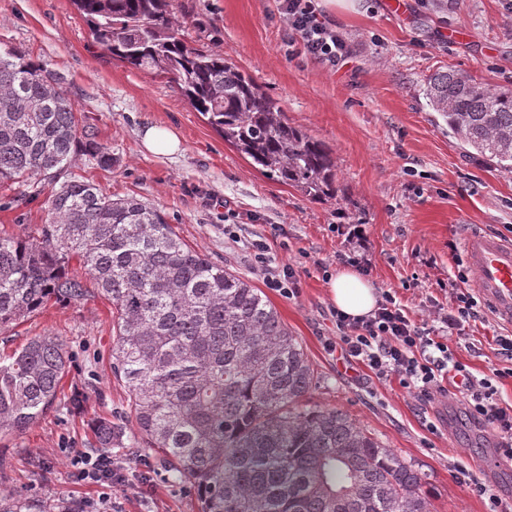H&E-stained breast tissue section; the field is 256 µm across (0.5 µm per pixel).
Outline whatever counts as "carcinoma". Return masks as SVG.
<instances>
[{"label":"carcinoma","mask_w":512,"mask_h":512,"mask_svg":"<svg viewBox=\"0 0 512 512\" xmlns=\"http://www.w3.org/2000/svg\"><path fill=\"white\" fill-rule=\"evenodd\" d=\"M112 57L172 79L261 173L312 199L336 197V159L222 54L187 45L170 0H72ZM424 93L466 147L512 174V86L453 70ZM82 153L109 169L64 89L22 47L0 51V184L50 187L38 237L0 236V330L50 302L112 304V374L123 420L93 421V453L149 449L202 512H431L422 474L337 409H305L317 375L301 343L249 280L191 250L164 214L112 199L71 171ZM77 258L84 273L69 270ZM68 366L55 336L0 357V434L61 402ZM0 512H84L75 499L0 494Z\"/></svg>","instance_id":"carcinoma-1"}]
</instances>
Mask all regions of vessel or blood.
<instances>
[{
	"label": "vessel or blood",
	"instance_id": "1",
	"mask_svg": "<svg viewBox=\"0 0 512 512\" xmlns=\"http://www.w3.org/2000/svg\"><path fill=\"white\" fill-rule=\"evenodd\" d=\"M468 265L475 271V291L492 316L512 328V244L498 236L470 231L464 238Z\"/></svg>",
	"mask_w": 512,
	"mask_h": 512
}]
</instances>
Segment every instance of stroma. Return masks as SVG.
I'll return each instance as SVG.
<instances>
[{
  "mask_svg": "<svg viewBox=\"0 0 512 512\" xmlns=\"http://www.w3.org/2000/svg\"><path fill=\"white\" fill-rule=\"evenodd\" d=\"M359 0L356 9L323 7L349 46L329 67L292 53L291 32L276 0H170L192 47L226 55L271 97L289 123L325 144L337 163L336 198L312 200L255 169L196 112L169 78L135 69L98 44L70 0H0V49L22 47L64 76L65 87L100 143L117 159L102 169L76 156L72 169L111 198L136 196L161 209L180 238L208 260L250 279L243 241L262 237L274 256L298 260L299 290L266 296L301 341L318 375L310 408L349 413L423 474L433 512H486L482 499L453 476L458 460L475 461L496 439L458 402L419 405L393 380L362 365L348 369L328 352L335 335L324 270L337 254L363 256L359 272L376 291H396L416 319L448 301L465 264L463 237L479 230L512 241V174L469 153L423 94L425 78L451 68L491 88L512 84V0ZM149 124L171 129L182 150L154 154L142 144ZM0 186V235H37L45 197L26 200ZM234 212L241 243L224 237ZM281 224L285 233L275 234ZM490 312L473 322L472 349H459L474 373L498 365ZM112 305L100 296L52 303L5 333L0 355L35 336L59 337L69 355L61 392L67 409L48 410L26 431L0 437V491L39 500L65 495L97 501L98 488L75 482L64 454L89 448L90 422L122 418L128 395L111 371ZM438 426L432 434L423 419ZM123 512H201L197 495L156 475L152 494L118 491Z\"/></svg>",
  "mask_w": 512,
  "mask_h": 512,
  "instance_id": "obj_1",
  "label": "stroma"
}]
</instances>
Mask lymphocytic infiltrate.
<instances>
[{"label": "lymphocytic infiltrate", "instance_id": "lymphocytic-infiltrate-1", "mask_svg": "<svg viewBox=\"0 0 512 512\" xmlns=\"http://www.w3.org/2000/svg\"><path fill=\"white\" fill-rule=\"evenodd\" d=\"M278 9L297 53L331 66L348 58L344 36L322 21L318 0H279ZM243 242L253 270L262 276L266 287L281 296L294 297L297 267L277 262L264 240ZM477 316L476 301L465 288L453 289L450 305L433 306L425 323L412 319L396 294L385 290L374 311L363 318L333 311L336 334L328 338L327 345L343 359L363 364L377 378L397 380L416 400L464 402L469 417L495 433L498 453L512 460V404L498 395L500 381L512 378V336L496 338L501 367L474 375L458 358L457 350L466 344V330ZM72 465L76 479L99 486L97 512H113L111 495L128 485V465L81 449L74 450Z\"/></svg>", "mask_w": 512, "mask_h": 512}]
</instances>
